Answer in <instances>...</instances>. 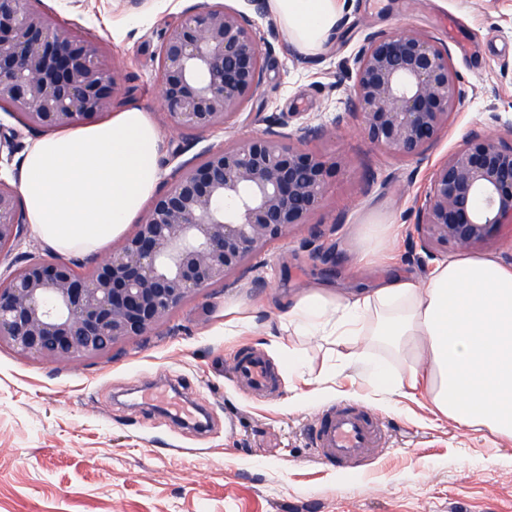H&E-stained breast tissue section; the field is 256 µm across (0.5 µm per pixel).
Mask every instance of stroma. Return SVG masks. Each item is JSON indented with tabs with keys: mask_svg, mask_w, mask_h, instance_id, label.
<instances>
[{
	"mask_svg": "<svg viewBox=\"0 0 512 512\" xmlns=\"http://www.w3.org/2000/svg\"><path fill=\"white\" fill-rule=\"evenodd\" d=\"M210 0H37L58 24L102 41L123 77L114 107L149 112L162 148L159 191L181 160L207 149L324 123L308 146L350 164L330 177L312 224L265 248L228 287L203 290L147 334L106 358L52 363L0 349V512H512V439L433 413L423 391L386 400L369 368L402 371V353L360 337L365 365L347 364L331 338L282 328V303L317 285L348 294L391 275L422 282L417 211L434 168L471 131L512 132V0H347L322 52L270 35L263 83L224 130L174 128L160 106L157 53L167 25ZM420 30L445 46L461 104L420 158L368 141L352 113L353 57L374 31ZM40 136L0 111V179L14 183ZM250 323L224 333V308ZM241 350L260 354L276 386L257 397L231 374ZM297 352L302 371L288 368ZM355 404L386 427V449L336 468L310 447L316 414Z\"/></svg>",
	"mask_w": 512,
	"mask_h": 512,
	"instance_id": "1",
	"label": "stroma"
}]
</instances>
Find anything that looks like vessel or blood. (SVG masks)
I'll list each match as a JSON object with an SVG mask.
<instances>
[{
	"label": "vessel or blood",
	"instance_id": "1",
	"mask_svg": "<svg viewBox=\"0 0 512 512\" xmlns=\"http://www.w3.org/2000/svg\"><path fill=\"white\" fill-rule=\"evenodd\" d=\"M232 369L240 382L254 390L262 391L272 385L265 362L257 356H239ZM384 443L382 423L367 410L350 404L320 412L311 437L316 458L339 468L361 463Z\"/></svg>",
	"mask_w": 512,
	"mask_h": 512
}]
</instances>
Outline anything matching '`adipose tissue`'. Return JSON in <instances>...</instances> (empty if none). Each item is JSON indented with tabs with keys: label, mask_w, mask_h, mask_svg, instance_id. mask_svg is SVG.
I'll return each mask as SVG.
<instances>
[{
	"label": "adipose tissue",
	"mask_w": 512,
	"mask_h": 512,
	"mask_svg": "<svg viewBox=\"0 0 512 512\" xmlns=\"http://www.w3.org/2000/svg\"><path fill=\"white\" fill-rule=\"evenodd\" d=\"M267 8L293 46L315 54L336 32L341 0H267ZM160 145L138 108L42 136L19 181L29 224L60 252L108 245L154 195ZM283 320L294 334L340 346L384 337L405 358L403 372L374 369L381 393L424 385L436 413L512 438V265L457 258L422 283L397 275L344 297L314 289Z\"/></svg>",
	"instance_id": "adipose-tissue-1"
}]
</instances>
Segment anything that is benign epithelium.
I'll use <instances>...</instances> for the list:
<instances>
[{
    "instance_id": "1",
    "label": "benign epithelium",
    "mask_w": 512,
    "mask_h": 512,
    "mask_svg": "<svg viewBox=\"0 0 512 512\" xmlns=\"http://www.w3.org/2000/svg\"><path fill=\"white\" fill-rule=\"evenodd\" d=\"M106 56L101 41L57 25L33 0H0V106L24 125L76 126L111 111L120 76ZM157 58L172 125L201 132L241 114L265 65L252 20L222 4L168 25ZM353 63L352 106L371 142L400 158L423 156L460 104L448 49L416 30L372 32ZM331 173L318 152L277 131L179 164L121 246L79 263L30 250L0 275V346L82 361L146 334L308 224ZM504 224H512V142L474 130L434 169L418 212L420 247L477 249ZM25 228L17 191L0 180V251Z\"/></svg>"
}]
</instances>
